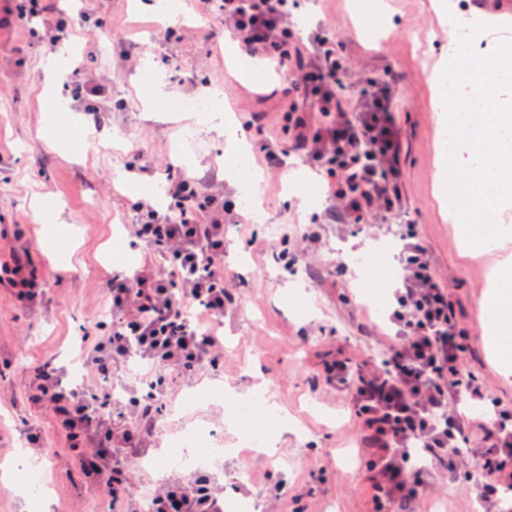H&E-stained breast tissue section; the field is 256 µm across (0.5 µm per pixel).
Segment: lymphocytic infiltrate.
I'll use <instances>...</instances> for the list:
<instances>
[{
    "instance_id": "obj_1",
    "label": "lymphocytic infiltrate",
    "mask_w": 512,
    "mask_h": 512,
    "mask_svg": "<svg viewBox=\"0 0 512 512\" xmlns=\"http://www.w3.org/2000/svg\"><path fill=\"white\" fill-rule=\"evenodd\" d=\"M224 25L249 55L275 62L287 75L292 101L284 129L324 179L329 206L322 223L294 236L296 254L324 245L323 227L347 224L391 238L399 265L385 325L384 365L353 369L338 360L328 380L344 393L357 428L361 469L372 489V512H416L440 475L463 479L478 512H512V405L494 396L466 365L467 331L429 247L405 221L400 171L404 136L395 112L397 78L369 77L359 95L343 91L349 70L335 32L301 42L288 22L286 0H220ZM40 19L50 45L68 40L83 22L60 18L52 0L0 10V26ZM170 206L143 198L133 205L131 234L165 258L163 270L144 266L116 273L108 285L112 321L86 357L94 381L106 382L129 358L148 366V389L130 411L112 412L111 391L63 385L51 365L38 369L34 400L77 448L81 469L112 499L129 496L130 464L153 436L155 412L169 394L166 370L192 374L219 362L223 349L212 326L235 296L224 279V218L233 201L209 193L194 178L169 182ZM0 282L16 300L37 305L45 284L27 249L0 261ZM149 512H223L213 480L172 478L143 489Z\"/></svg>"
}]
</instances>
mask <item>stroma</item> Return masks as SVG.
<instances>
[{
  "instance_id": "obj_1",
  "label": "stroma",
  "mask_w": 512,
  "mask_h": 512,
  "mask_svg": "<svg viewBox=\"0 0 512 512\" xmlns=\"http://www.w3.org/2000/svg\"><path fill=\"white\" fill-rule=\"evenodd\" d=\"M382 33H364L352 0H290L291 17L301 33L325 25L335 28L350 63L348 94H358L364 77L391 70L403 89L398 103L405 150L402 177L410 217L428 243L439 273L447 279L466 323L468 364L486 387L512 405V378H504L486 350L479 305L486 272L497 252L478 255L465 247L449 213L435 198L437 129L445 121L432 84L435 65L448 57V26L430 0H385ZM62 9L82 14L85 24L71 47L76 60H55L41 41L42 26L32 21L17 33L0 35V252L25 247L46 294L34 309L22 308L0 284V466L9 465L15 481L0 483V512H23L22 489L37 470L52 501V512H144L139 500L113 502L103 487L83 475L73 449L54 428L49 409L31 400L44 363L60 368L72 382L85 366L82 338L98 336L112 315L107 282L128 256L130 267L160 266L162 257L130 237L126 226L132 206L144 195H164L170 179L185 175L172 159L173 149L196 161L199 174L212 177L216 191L241 200L224 179V134L197 131L191 112L145 106V78L159 81L167 95L219 91L224 111L249 123L252 142L282 149L279 172L260 171L256 191L262 220L243 229L224 226L230 243L224 276L239 294L219 329L224 358L218 367L194 377L170 374V399L157 417L154 438L132 462L134 482L158 484L172 477L208 473L224 497V512L246 503L254 512H370V488L357 463L354 427L344 397L325 382L327 362L341 357L354 365L381 363L385 357L374 325L388 305L385 283L363 286L352 254L372 245L371 237L348 226L330 227L325 249L312 265L343 261L354 276L349 302L339 298L334 279L316 280L310 265L284 271L265 245L283 241L296 225L308 224L321 202H300L292 192L295 177L318 184L307 161L289 151L281 109L284 78L278 70L242 80L224 46L219 19L203 20L192 0L177 13L161 12L137 0H62ZM77 63L87 87L105 110L104 123L66 99L62 72ZM96 126V143L83 141L85 127ZM63 212L71 227L68 254L49 247L41 221ZM260 368L267 396L288 414V433L277 459L241 447L245 425L230 403L216 400L188 408L185 394L205 388L240 393ZM198 429L213 447L227 449L219 466L175 467L161 464L166 438ZM37 431L41 446L25 434ZM283 482L287 496L269 497Z\"/></svg>"
}]
</instances>
